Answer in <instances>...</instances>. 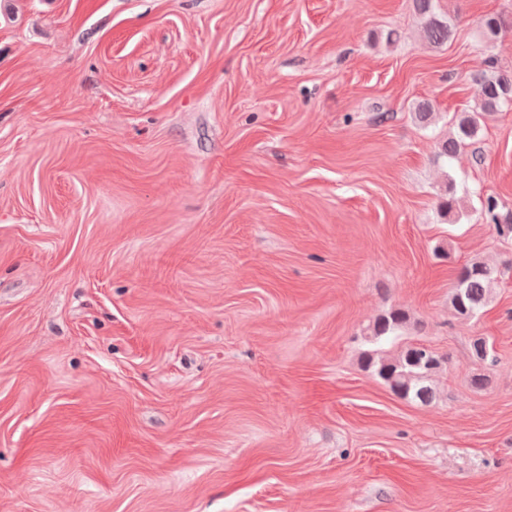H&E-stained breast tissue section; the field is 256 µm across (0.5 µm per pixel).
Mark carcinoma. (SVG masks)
I'll return each mask as SVG.
<instances>
[{"label":"carcinoma","instance_id":"cac0c4a2","mask_svg":"<svg viewBox=\"0 0 512 512\" xmlns=\"http://www.w3.org/2000/svg\"><path fill=\"white\" fill-rule=\"evenodd\" d=\"M414 9L423 20V32L428 42L441 45L448 42L452 32L449 20L436 12L434 0H413ZM512 27L506 16L496 14L484 19L483 33L489 41L496 40ZM481 89L478 105L458 112L453 117V130L448 138L439 143V155L449 160L465 147L475 143L486 125L487 119L505 105H512V74H489L485 71L473 76ZM499 201L488 197L482 211L495 224L502 236H512V211H499ZM504 272L485 262L473 259L464 264L456 276V284L450 297L454 315L470 319L485 309L494 298V290ZM410 317L406 311L391 309L381 314L368 328L367 341L379 343L396 339L407 326ZM473 360L492 366L497 362L494 345L485 336H475L469 342ZM447 359L422 344L409 345L399 354L388 356L381 350L368 351L362 356L366 371L380 380L392 393L402 399L427 404L434 398L431 386L433 376L440 371Z\"/></svg>","mask_w":512,"mask_h":512}]
</instances>
